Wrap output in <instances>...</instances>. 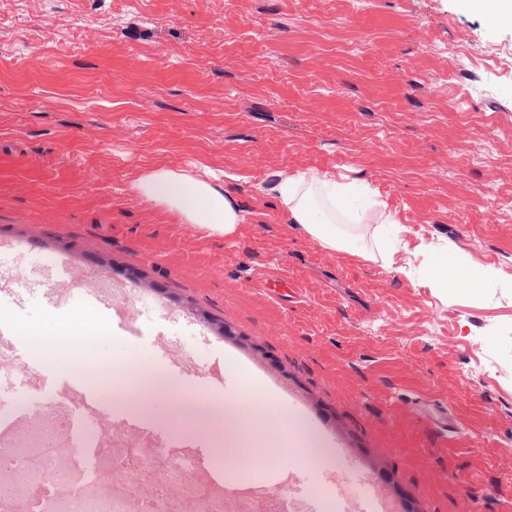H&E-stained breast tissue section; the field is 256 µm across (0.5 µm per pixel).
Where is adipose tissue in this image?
<instances>
[{"label": "adipose tissue", "mask_w": 512, "mask_h": 512, "mask_svg": "<svg viewBox=\"0 0 512 512\" xmlns=\"http://www.w3.org/2000/svg\"><path fill=\"white\" fill-rule=\"evenodd\" d=\"M134 187L146 200L176 213L183 223L201 224L217 234L232 235L243 220L238 201L223 185L194 175L161 166L138 178ZM276 191L289 222L301 225L331 250L353 252L354 237L347 231L351 225H376L374 242L382 253L388 250V236L396 232L384 214L374 212L373 193L367 185L302 172L283 176ZM178 417L204 427L222 425L255 442L268 441L281 456L315 443L310 426L298 414L275 410L273 398L260 395L251 383L225 399L223 409L183 405Z\"/></svg>", "instance_id": "adipose-tissue-1"}]
</instances>
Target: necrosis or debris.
Returning <instances> with one entry per match:
<instances>
[{"label":"necrosis or debris","mask_w":512,"mask_h":512,"mask_svg":"<svg viewBox=\"0 0 512 512\" xmlns=\"http://www.w3.org/2000/svg\"><path fill=\"white\" fill-rule=\"evenodd\" d=\"M62 416L28 427L18 445L0 453V471L10 472L0 512H136L134 476L156 478L149 512H225L222 495L195 478L191 461L170 462L162 448L140 441H109L103 469L111 477L102 484L88 479L75 462L63 432ZM180 486L181 497L170 494Z\"/></svg>","instance_id":"1"}]
</instances>
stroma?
Listing matches in <instances>:
<instances>
[{
  "instance_id": "1",
  "label": "stroma",
  "mask_w": 512,
  "mask_h": 512,
  "mask_svg": "<svg viewBox=\"0 0 512 512\" xmlns=\"http://www.w3.org/2000/svg\"><path fill=\"white\" fill-rule=\"evenodd\" d=\"M158 165L219 176L235 233L142 198ZM308 171L369 184L400 246L368 259L288 223L274 187ZM439 252L477 288L435 287ZM106 267L110 306H87ZM1 289L17 343L111 325L91 351L0 362L28 413L57 377L130 360L161 378L129 413L170 431L169 387L256 380L321 449L267 459L202 430L234 475L305 507L366 483L395 512H512V25L462 0H0Z\"/></svg>"
}]
</instances>
